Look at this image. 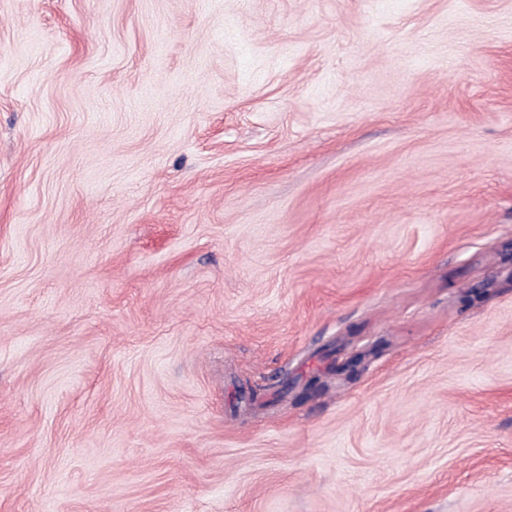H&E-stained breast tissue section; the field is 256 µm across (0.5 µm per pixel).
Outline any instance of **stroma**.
Here are the masks:
<instances>
[{
    "instance_id": "stroma-1",
    "label": "stroma",
    "mask_w": 512,
    "mask_h": 512,
    "mask_svg": "<svg viewBox=\"0 0 512 512\" xmlns=\"http://www.w3.org/2000/svg\"><path fill=\"white\" fill-rule=\"evenodd\" d=\"M511 246L512 0H0V512H512Z\"/></svg>"
}]
</instances>
